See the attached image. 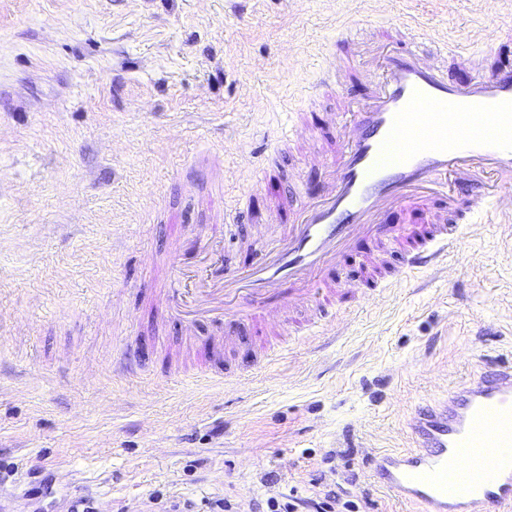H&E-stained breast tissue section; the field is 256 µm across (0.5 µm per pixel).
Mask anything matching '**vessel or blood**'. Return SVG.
I'll use <instances>...</instances> for the list:
<instances>
[{
	"mask_svg": "<svg viewBox=\"0 0 512 512\" xmlns=\"http://www.w3.org/2000/svg\"><path fill=\"white\" fill-rule=\"evenodd\" d=\"M411 33L403 27L394 45L375 46L373 66L362 69L352 64L355 43L343 39L328 49L330 62L309 95L331 92L344 110L303 116L296 129L312 144L310 166L325 173L320 197L280 183L263 224L250 208H224L219 166L184 167L189 190L222 209L225 225H251L268 242L253 264L228 267L223 234L213 227L194 240L199 266L187 268L179 252L171 258L166 313L185 328L188 349L198 348V319L224 333L205 352L206 380L230 378L222 360L231 349L246 348L255 366L267 360L261 337L274 326L271 314L301 333L354 299L344 280L326 276L339 258L357 256L370 277L388 262L382 242L393 241L398 275L444 268L462 221L512 214V68L493 66L458 82L448 66L462 54L407 46ZM294 133L277 138L254 184L271 183ZM358 238L369 241L368 250L354 252ZM405 429L406 450L371 460L380 487L423 512H512L511 364L484 369L415 407Z\"/></svg>",
	"mask_w": 512,
	"mask_h": 512,
	"instance_id": "obj_1",
	"label": "vessel or blood"
}]
</instances>
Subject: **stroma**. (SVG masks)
Wrapping results in <instances>:
<instances>
[{"label": "stroma", "mask_w": 512, "mask_h": 512, "mask_svg": "<svg viewBox=\"0 0 512 512\" xmlns=\"http://www.w3.org/2000/svg\"><path fill=\"white\" fill-rule=\"evenodd\" d=\"M408 19L467 48L460 80L512 64V0H0V512H259L314 474L359 512H418L369 458L484 360L512 364V223L478 217L447 270L337 311L335 342L270 337L256 370L226 355L241 379L221 386L159 297L170 243L212 221L181 167L221 163L225 207L266 216L239 148L309 111L329 44ZM137 336L161 339L150 373L113 375Z\"/></svg>", "instance_id": "stroma-1"}]
</instances>
